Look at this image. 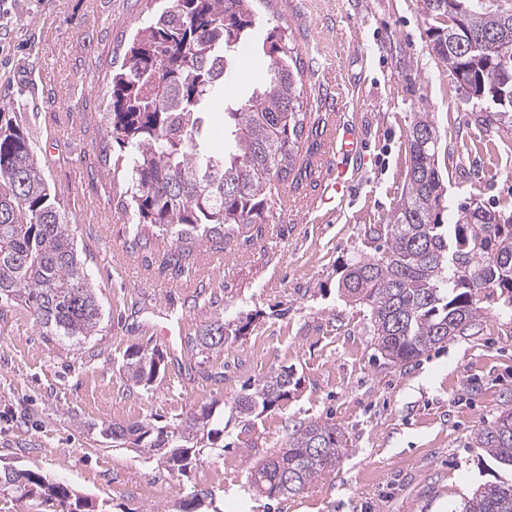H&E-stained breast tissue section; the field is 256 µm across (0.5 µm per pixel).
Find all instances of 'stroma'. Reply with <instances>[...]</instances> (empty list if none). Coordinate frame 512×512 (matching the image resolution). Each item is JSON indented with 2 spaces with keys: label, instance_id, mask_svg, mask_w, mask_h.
<instances>
[{
  "label": "stroma",
  "instance_id": "35a3bbf8",
  "mask_svg": "<svg viewBox=\"0 0 512 512\" xmlns=\"http://www.w3.org/2000/svg\"><path fill=\"white\" fill-rule=\"evenodd\" d=\"M169 5L15 0L0 14V106L26 113L103 307L99 335L76 343L47 335L26 306L0 303V466L38 470L107 512H180L201 491L220 512H448L474 487L507 480L471 438L512 409V311H487L475 334L398 365L375 350L366 311L337 286L345 264L370 253L365 225L388 223L406 187L417 118L440 134L454 207L512 205V127L482 123L434 57L420 0H255L298 48L306 86L319 90L312 111L340 113L355 130V188L344 208H314L321 171L312 169L286 186L295 209L224 249L199 242L192 271L173 275L130 250L112 206V168L94 149L106 134L99 115L113 63L149 9ZM325 61L332 89L322 85ZM265 74L264 58L242 50L223 101L244 99ZM171 307L186 318L173 346L147 325L151 311ZM247 313L254 321L243 339L204 353L188 346L207 322ZM135 348L164 355V371L146 388L126 369ZM286 367L299 380L288 399L229 421L223 448L205 450L186 471L100 436L114 421L164 426L212 399L232 401ZM308 419L335 423L348 453L295 496L255 492L254 466L284 447L289 422Z\"/></svg>",
  "mask_w": 512,
  "mask_h": 512
}]
</instances>
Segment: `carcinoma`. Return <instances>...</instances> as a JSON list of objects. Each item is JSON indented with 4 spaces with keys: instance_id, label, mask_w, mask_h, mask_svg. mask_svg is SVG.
<instances>
[{
    "instance_id": "1",
    "label": "carcinoma",
    "mask_w": 512,
    "mask_h": 512,
    "mask_svg": "<svg viewBox=\"0 0 512 512\" xmlns=\"http://www.w3.org/2000/svg\"><path fill=\"white\" fill-rule=\"evenodd\" d=\"M468 11L470 30L482 37L479 51L460 60L472 98L480 105L502 84L512 88V13L487 0H422L425 17L445 15L452 6ZM262 20L252 0H172L151 16L127 44L120 68L112 70L101 118L109 143L120 151L114 172L125 190L114 209L128 223V246L148 252L149 230L175 242L163 255L164 268L189 272L194 244L221 248L234 233L266 224L280 190L307 172L299 157L317 121L304 108L305 67L284 32L273 28L261 44L265 79L244 101L224 109V153L205 150L202 133L232 75L239 51L254 41ZM460 31L430 29V47L442 63ZM406 190L387 224L364 231L371 244L383 241L379 257L359 256L338 281L345 301L365 308L375 349L387 361L407 364L437 345L480 326L494 305L512 307V208L490 210L475 202L457 208L451 222L447 187L440 170V136L426 119L415 120L407 138ZM72 225L52 196L20 112H0V300L24 305L51 336L81 342L99 331L102 308L85 272ZM252 317L214 320L188 340L192 347L224 349L248 334ZM145 351L128 353L127 372L135 384L153 382ZM292 372H270L234 398L230 409L248 419L288 398ZM175 453L197 454L221 447L224 411L203 403L170 424ZM162 427L147 421L112 422L110 439L155 455L163 448ZM474 447L501 468L512 470V410L477 430ZM348 452L347 439L327 420L298 421L285 447L251 472V487L268 497L294 496ZM17 483L0 470V493L19 499L46 495L66 512H104L61 483L25 470ZM453 512H512V481L478 486Z\"/></svg>"
}]
</instances>
